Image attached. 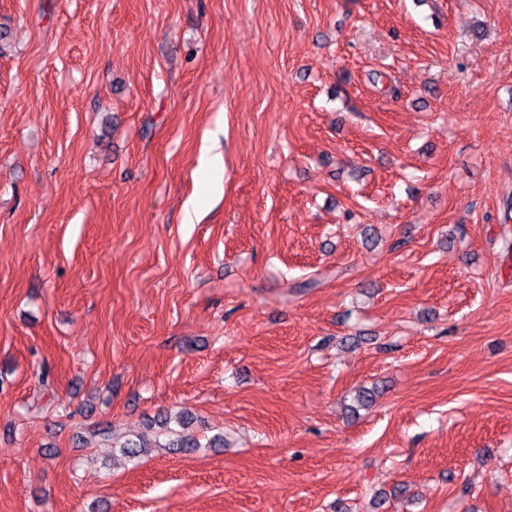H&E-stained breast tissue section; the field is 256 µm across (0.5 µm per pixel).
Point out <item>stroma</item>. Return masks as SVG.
<instances>
[{
	"label": "stroma",
	"mask_w": 512,
	"mask_h": 512,
	"mask_svg": "<svg viewBox=\"0 0 512 512\" xmlns=\"http://www.w3.org/2000/svg\"><path fill=\"white\" fill-rule=\"evenodd\" d=\"M377 493L512 512V0H0V512ZM167 424V419L161 420L158 423L161 429V435H165L168 438L167 442L162 444L156 440L154 447L169 448V450L175 453L187 452L190 451L191 448H201V444L195 438L182 435L180 432L169 428ZM98 434L102 435L104 440L112 439V448H120L122 454L129 459L147 454L149 448H152L150 445L143 442L140 438H137V440L126 438L123 442L117 445L115 434L109 429H104Z\"/></svg>",
	"instance_id": "stroma-1"
}]
</instances>
